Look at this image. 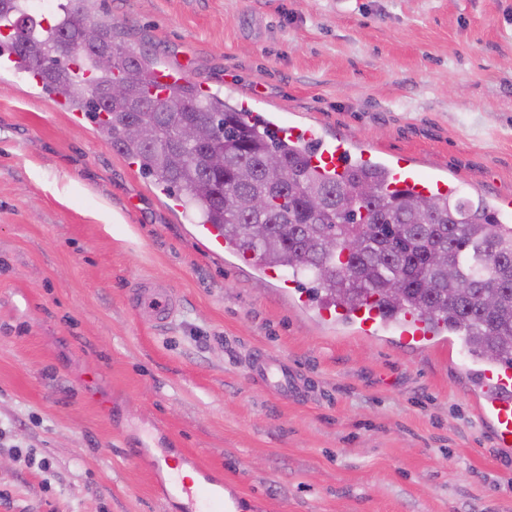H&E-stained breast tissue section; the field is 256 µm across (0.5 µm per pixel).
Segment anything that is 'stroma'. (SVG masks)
Returning <instances> with one entry per match:
<instances>
[{
    "label": "stroma",
    "mask_w": 512,
    "mask_h": 512,
    "mask_svg": "<svg viewBox=\"0 0 512 512\" xmlns=\"http://www.w3.org/2000/svg\"><path fill=\"white\" fill-rule=\"evenodd\" d=\"M233 105L512 200V0H95ZM145 278L178 297L154 326ZM214 247L88 114L0 65V512H180L181 456L239 512H512L459 357L329 327ZM261 348L304 389L267 390ZM141 449L131 458L129 449ZM129 302L140 318L155 325L167 324L179 307L172 289L152 279L140 280L131 290Z\"/></svg>",
    "instance_id": "obj_1"
}]
</instances>
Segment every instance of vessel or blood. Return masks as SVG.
<instances>
[{
	"instance_id": "obj_1",
	"label": "vessel or blood",
	"mask_w": 512,
	"mask_h": 512,
	"mask_svg": "<svg viewBox=\"0 0 512 512\" xmlns=\"http://www.w3.org/2000/svg\"><path fill=\"white\" fill-rule=\"evenodd\" d=\"M260 121L279 139L300 144L318 172L339 175L354 165L371 162L369 151L352 154L348 141L326 139L316 127L290 126L273 114L261 116ZM390 173L391 186L396 190H410L422 195L444 194L449 190L447 182L421 172L404 159L391 162ZM129 302L140 318L155 325L167 324L179 307L172 289L152 279L140 280L132 289ZM316 312L322 320L351 325L368 338L393 333L407 348L424 349L442 340L422 316L406 312L388 317L370 299L354 305L327 301L317 305ZM252 364L260 381L279 395L288 397L301 393L300 380L287 363L269 359L264 351L258 350L253 354ZM465 372L477 399L479 415L488 424L495 442L503 448L511 447L512 365L504 362L478 368L469 366ZM168 484L174 497L187 501L191 512H229L223 482L208 474H201L198 481L190 483L172 478Z\"/></svg>"
}]
</instances>
